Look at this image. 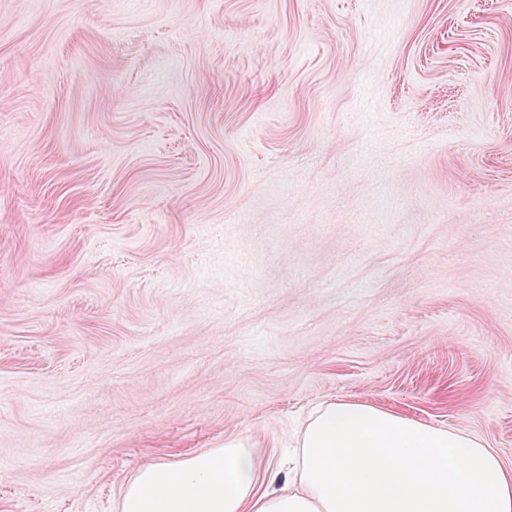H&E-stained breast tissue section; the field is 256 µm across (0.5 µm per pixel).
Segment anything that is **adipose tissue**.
<instances>
[{"instance_id": "obj_1", "label": "adipose tissue", "mask_w": 512, "mask_h": 512, "mask_svg": "<svg viewBox=\"0 0 512 512\" xmlns=\"http://www.w3.org/2000/svg\"><path fill=\"white\" fill-rule=\"evenodd\" d=\"M118 512H512V466L468 433L336 400L309 416L291 471L238 435L141 468Z\"/></svg>"}]
</instances>
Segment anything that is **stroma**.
<instances>
[{"label": "stroma", "instance_id": "1", "mask_svg": "<svg viewBox=\"0 0 512 512\" xmlns=\"http://www.w3.org/2000/svg\"><path fill=\"white\" fill-rule=\"evenodd\" d=\"M333 400L512 465V0H0V512Z\"/></svg>", "mask_w": 512, "mask_h": 512}]
</instances>
